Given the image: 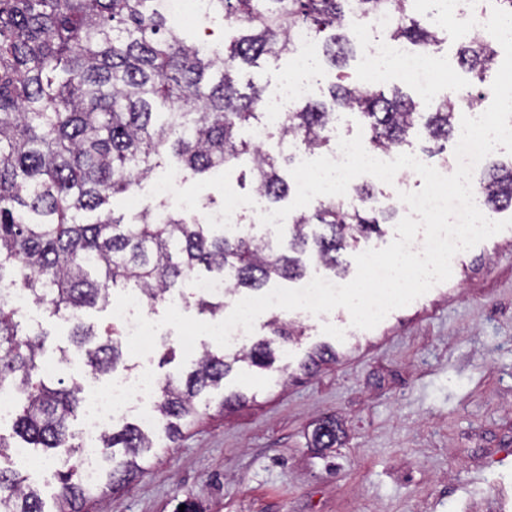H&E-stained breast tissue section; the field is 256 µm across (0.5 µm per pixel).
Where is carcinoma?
I'll return each mask as SVG.
<instances>
[{"label": "carcinoma", "instance_id": "1", "mask_svg": "<svg viewBox=\"0 0 512 512\" xmlns=\"http://www.w3.org/2000/svg\"><path fill=\"white\" fill-rule=\"evenodd\" d=\"M412 2L210 0L213 13L244 23L245 30L228 48L202 50L187 41L162 0H0V285H20L32 303L70 323L73 350L59 349L60 363L73 352L86 373L105 376L122 362L121 333H100L84 319L87 310L109 306L112 286L137 288L152 306L201 268L250 291L304 278L308 259L339 279L346 276L340 252L381 232L396 215L376 202L368 184L354 186L350 207L325 200L294 216L285 248L250 233L228 237L222 224L172 213L145 211L125 223L107 212L92 224L80 223L78 214L140 187L169 152L196 174L246 156L257 191L281 201L288 194L278 172L285 157L236 141L240 126L259 119L265 93L253 84L241 91L238 69L291 53L287 33L297 25L323 40L332 66L346 63L352 43L337 30L352 11L363 18L392 12L393 40L427 49L439 34L411 15ZM496 56L495 42L464 36L457 61L477 90L446 96L427 112L397 89L388 97L340 76L330 87L332 103L309 101L287 113L284 133L320 150L333 111L343 108L364 120L376 148L401 149L419 119L440 150L456 129L458 110L484 99L478 86ZM158 102L166 111H155ZM483 183L491 210L512 208V164L492 166ZM312 224L321 232L308 233ZM197 305L216 315L224 299L199 295ZM269 325L283 340L296 335L278 315ZM46 339V332L24 328L19 313L0 301V384L18 392L14 433L27 448H62L72 459L80 445L70 421L83 387L76 379L66 385L44 375ZM272 344L259 340L233 354L206 350L195 369L167 377L154 404L164 436L173 441L201 418L198 396L220 386L235 364L271 366ZM335 443L336 424L326 422L317 444ZM154 447V438L134 423L109 428L100 481L85 483L71 463L60 474L51 511L20 469L0 465V512H86L87 503L102 502L134 480L142 471L139 460Z\"/></svg>", "mask_w": 512, "mask_h": 512}]
</instances>
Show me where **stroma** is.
<instances>
[{"label":"stroma","instance_id":"stroma-1","mask_svg":"<svg viewBox=\"0 0 512 512\" xmlns=\"http://www.w3.org/2000/svg\"><path fill=\"white\" fill-rule=\"evenodd\" d=\"M295 55L242 66L240 84L274 93L297 75ZM181 180L172 210L201 216L225 190L254 194L250 164L196 175L166 156L134 195L107 207L125 220L157 211L152 189ZM452 275L376 327H352L347 309L305 318L276 346L271 367L234 365L199 399L202 418L176 442L159 440L143 471L105 512H512V226L459 252ZM336 352L312 369V353ZM171 360H164V353ZM172 327L151 357L124 353L118 373L158 380L186 374ZM246 401L221 412L219 401ZM334 419L333 447L314 441Z\"/></svg>","mask_w":512,"mask_h":512}]
</instances>
